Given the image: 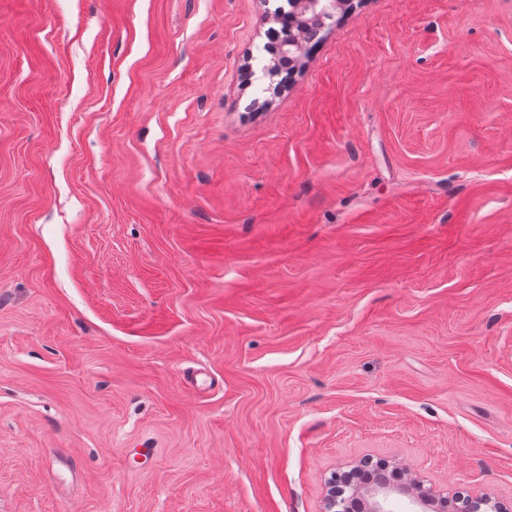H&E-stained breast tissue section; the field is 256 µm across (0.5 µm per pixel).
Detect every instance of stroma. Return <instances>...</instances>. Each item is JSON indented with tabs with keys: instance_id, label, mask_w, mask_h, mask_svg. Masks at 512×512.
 I'll use <instances>...</instances> for the list:
<instances>
[{
	"instance_id": "35a3bbf8",
	"label": "stroma",
	"mask_w": 512,
	"mask_h": 512,
	"mask_svg": "<svg viewBox=\"0 0 512 512\" xmlns=\"http://www.w3.org/2000/svg\"><path fill=\"white\" fill-rule=\"evenodd\" d=\"M0 0V512L512 501V0ZM345 3L344 0H298L297 9L299 18H304L307 14L319 11L327 19L318 15H309L306 17L308 23L307 27L315 30L324 28L326 21H333L335 18L336 10ZM339 481L344 489L337 493ZM433 492L419 481H405L400 471L385 462L366 459L355 479L347 480L337 472L328 478L322 512H447L448 497ZM401 497L417 510H395L403 502Z\"/></svg>"
}]
</instances>
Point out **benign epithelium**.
<instances>
[{"label":"benign epithelium","instance_id":"obj_1","mask_svg":"<svg viewBox=\"0 0 512 512\" xmlns=\"http://www.w3.org/2000/svg\"><path fill=\"white\" fill-rule=\"evenodd\" d=\"M343 3L344 0H298L297 9L301 18L318 11L332 21ZM280 48L288 66L301 64L305 53L297 36H285L280 41ZM404 497L408 498V504L415 508V512H448V497H438L423 483L407 481L389 464L370 459L360 463L353 479L347 480L337 472L328 478L322 512H397ZM452 498L459 503L456 512H512V504L506 505L486 496L475 497L463 490L454 492Z\"/></svg>","mask_w":512,"mask_h":512}]
</instances>
